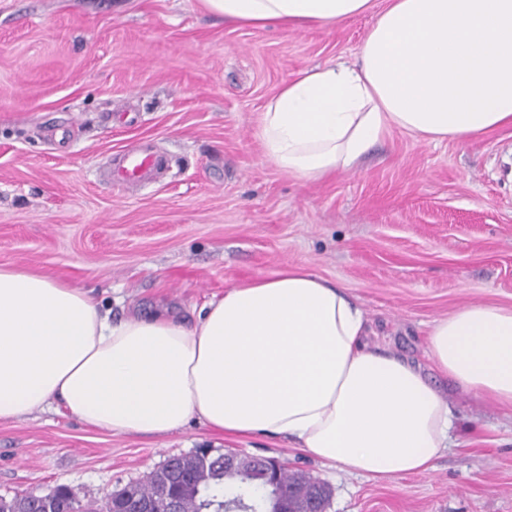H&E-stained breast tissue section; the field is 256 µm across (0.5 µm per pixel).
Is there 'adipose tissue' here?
<instances>
[{
  "label": "adipose tissue",
  "instance_id": "ef3b65f1",
  "mask_svg": "<svg viewBox=\"0 0 512 512\" xmlns=\"http://www.w3.org/2000/svg\"><path fill=\"white\" fill-rule=\"evenodd\" d=\"M201 3L230 23L293 30L375 13L356 63L301 72L257 115L264 157L296 179L353 169L394 130L441 142L512 126V0ZM368 334L344 287L301 266L226 289L188 324L115 320L90 290L0 265V422L55 408L161 437L195 419L375 479L429 472L455 412L420 366ZM427 355L459 390L512 408V308L435 319Z\"/></svg>",
  "mask_w": 512,
  "mask_h": 512
}]
</instances>
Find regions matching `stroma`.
<instances>
[{"mask_svg": "<svg viewBox=\"0 0 512 512\" xmlns=\"http://www.w3.org/2000/svg\"><path fill=\"white\" fill-rule=\"evenodd\" d=\"M374 20L261 29L199 0H0V265L90 289L116 319L187 316L306 267L357 298L373 342L427 369L457 410L452 447L427 474L379 481L194 419L149 438L37 410L0 423V496L65 485L98 503L204 449L280 459L330 487L327 512H512V409L461 392L426 356L435 318L512 307V127L439 144L395 130L322 182L276 169L254 136L299 72L355 63ZM145 142L166 174L134 193L108 183L104 158Z\"/></svg>", "mask_w": 512, "mask_h": 512, "instance_id": "35a3bbf8", "label": "stroma"}]
</instances>
